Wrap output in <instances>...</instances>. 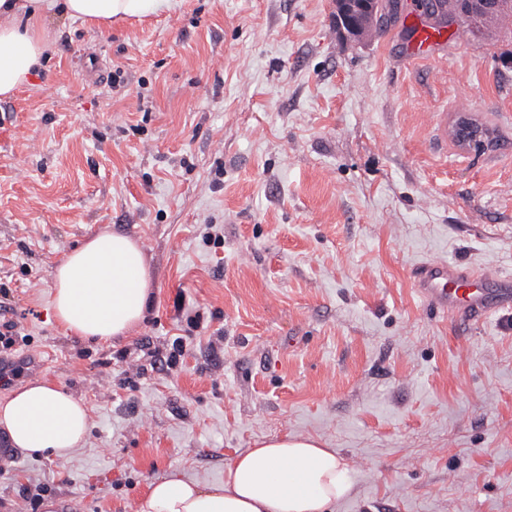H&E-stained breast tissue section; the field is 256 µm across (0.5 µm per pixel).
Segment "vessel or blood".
I'll return each instance as SVG.
<instances>
[{
	"instance_id": "obj_1",
	"label": "vessel or blood",
	"mask_w": 512,
	"mask_h": 512,
	"mask_svg": "<svg viewBox=\"0 0 512 512\" xmlns=\"http://www.w3.org/2000/svg\"><path fill=\"white\" fill-rule=\"evenodd\" d=\"M404 23L413 31L407 54L428 57L443 35L409 14ZM414 286L430 307L453 320L481 322L503 309H512V280L488 271H473L445 261L421 264Z\"/></svg>"
}]
</instances>
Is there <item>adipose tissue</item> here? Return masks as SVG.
I'll return each instance as SVG.
<instances>
[{"label":"adipose tissue","mask_w":512,"mask_h":512,"mask_svg":"<svg viewBox=\"0 0 512 512\" xmlns=\"http://www.w3.org/2000/svg\"><path fill=\"white\" fill-rule=\"evenodd\" d=\"M177 0H0V98L42 67L53 43L39 29L52 17L91 29L174 10ZM153 287L141 244L102 232L69 251L52 272L51 303L64 331L84 340L124 336L144 320ZM87 405L49 382H27L0 398V432L29 456L63 458L82 447ZM353 483L335 449L312 437H264L239 454L218 483L171 473L151 484L139 512H329Z\"/></svg>","instance_id":"adipose-tissue-1"}]
</instances>
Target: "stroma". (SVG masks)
Returning <instances> with one entry per match:
<instances>
[{"mask_svg":"<svg viewBox=\"0 0 512 512\" xmlns=\"http://www.w3.org/2000/svg\"><path fill=\"white\" fill-rule=\"evenodd\" d=\"M425 3L359 39L333 0L48 22L46 68L0 100V284L27 364L0 397L52 381L90 429L69 457L0 461V512H138L153 481H221L285 434L347 462L333 512H512V311L469 327L413 285L438 260L512 277V27L442 19L413 61L402 19ZM104 231L141 243L153 305L93 344L58 326L51 273Z\"/></svg>","mask_w":512,"mask_h":512,"instance_id":"35a3bbf8","label":"stroma"}]
</instances>
